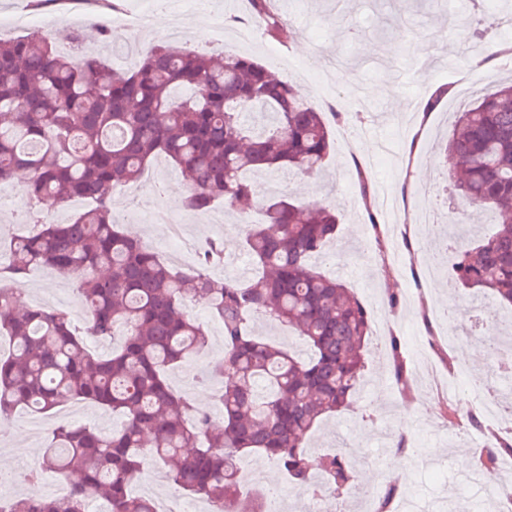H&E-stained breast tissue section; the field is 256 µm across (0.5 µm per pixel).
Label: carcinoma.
Masks as SVG:
<instances>
[{"mask_svg": "<svg viewBox=\"0 0 512 512\" xmlns=\"http://www.w3.org/2000/svg\"><path fill=\"white\" fill-rule=\"evenodd\" d=\"M273 2L250 0V19L278 40L286 21ZM82 40L77 31L0 39V184L24 174L23 223L40 225L11 240L9 262L0 265V336L12 341L10 353L0 352V418L78 401L112 411L121 425L102 433L58 423L26 483L51 469L64 490L18 496L11 512H85L91 499L104 500L109 512H156L154 500L134 489L151 462L168 482L208 499L214 512H240L238 464L251 452L301 489L316 491L320 477L336 494H352L354 450L344 445L317 459L308 446L312 431L347 405L363 379L372 335L353 291L312 262L336 234V210L286 193L263 200L259 222H247L245 209L257 196V174L323 169L333 149L324 113L241 55L154 45L138 52L131 69L117 71L94 52L76 64L60 48ZM456 124L444 150L461 161L457 189L492 216L494 229L457 245L455 278L472 297L512 309V84L477 99ZM161 156L188 186L185 208L202 213L222 203L238 213L261 273L214 278L211 267L224 259L219 240L207 242L197 268L179 270L121 230L114 193ZM46 197L94 206L67 224L44 223ZM35 265L77 278L82 332L65 309L17 308L3 283ZM193 301L205 303L224 331V354L208 376L220 380L219 421L169 381L171 370L208 343L204 324L186 311ZM259 316L294 329L310 355L255 335ZM89 339L118 345L101 357L89 351ZM389 348L394 383L408 398L413 379L400 338L390 337ZM509 457L512 432L505 431L478 452L476 464L492 473ZM398 496L396 484H384L381 512Z\"/></svg>", "mask_w": 512, "mask_h": 512, "instance_id": "1", "label": "carcinoma"}]
</instances>
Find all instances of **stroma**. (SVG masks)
<instances>
[{
  "mask_svg": "<svg viewBox=\"0 0 512 512\" xmlns=\"http://www.w3.org/2000/svg\"><path fill=\"white\" fill-rule=\"evenodd\" d=\"M279 9L287 23L281 40L259 31L245 41L229 18L247 16L248 0H182L169 16L184 26L179 35L170 34L164 40L251 57L301 88L313 106L325 110L333 104L354 115L357 135L352 140L342 139L340 123L328 124L335 153L327 159L325 175L287 179L266 175L259 180L261 191H282L306 203L333 205L339 224L327 249L336 253L337 262L323 265V272L343 280L360 300L375 296L384 301L395 296L392 333L400 337L406 355L425 348L441 368L447 358H455L467 365L470 374L482 376L483 389L495 387V379L485 376L484 364L477 357L478 341H469L461 349L448 346L450 334L461 336L471 329L468 290L448 279L441 264L431 263V237L417 230L409 242L399 243L394 276L384 277L381 246L368 219L376 217L383 225L387 218L380 210L367 214L358 183L364 177L371 188L386 187L401 201L422 202L433 209L438 222L450 209L466 214L471 232L486 233L482 213L467 209L455 191L454 172L441 164L437 146L452 134L456 112L478 96L494 92L500 81L512 78V68L500 61L483 68L477 64L485 42H512V31H492L482 40L473 37L475 23L464 0L453 10L448 0H281ZM38 15L43 29L81 30L84 46L99 48L117 70L133 64L130 56L119 51V44L155 45L161 40L150 29L121 31L112 42H100L95 25L98 11L58 5L54 0ZM451 54L457 59L452 68L446 64ZM442 84L451 87L448 98L434 111H425L428 98ZM186 194L177 168L160 157L137 182L114 194L115 216L125 231L140 238L165 262L170 226L150 222L148 213L168 210L184 239L198 246L210 239L223 242L225 261L212 267V276H255L257 269L244 247L236 215L211 223L209 215L186 210ZM15 286L23 301L42 297L74 317L83 315L75 280L50 268H30ZM450 305L457 310L451 320L442 315ZM188 311L206 322L209 343L201 355L174 369L170 380L197 408L216 415L220 412L217 386L200 382L198 374L223 354V329L220 322L210 319L203 303L189 304ZM366 359L363 387L355 392L347 410L315 430L310 447L327 449L358 437L365 454L357 468L368 486L393 481L434 508L441 507L448 494L464 506L478 500L479 491L466 484L456 463L470 448L457 439L427 389H415L412 404L402 402L388 371L386 343L378 336L369 338ZM54 420L24 409L10 418V432L0 437V455L11 459L13 471H28L39 459ZM401 433L408 434L412 447L418 448L423 458L420 465H412L396 451L392 438Z\"/></svg>",
  "mask_w": 512,
  "mask_h": 512,
  "instance_id": "stroma-1",
  "label": "stroma"
}]
</instances>
